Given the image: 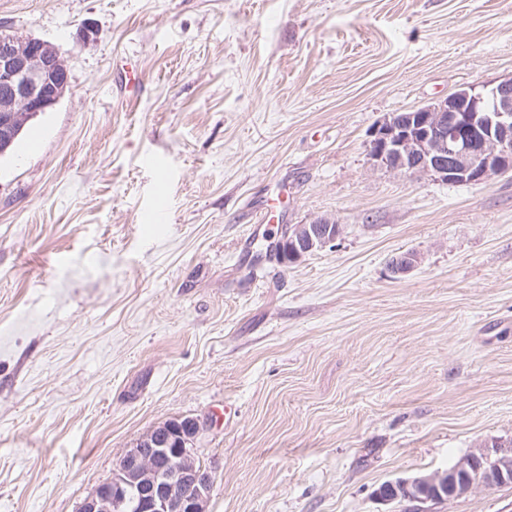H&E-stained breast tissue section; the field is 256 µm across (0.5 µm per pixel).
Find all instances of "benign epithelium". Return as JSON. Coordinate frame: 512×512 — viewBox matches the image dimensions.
<instances>
[{
  "label": "benign epithelium",
  "mask_w": 512,
  "mask_h": 512,
  "mask_svg": "<svg viewBox=\"0 0 512 512\" xmlns=\"http://www.w3.org/2000/svg\"><path fill=\"white\" fill-rule=\"evenodd\" d=\"M69 73L56 48L38 38L0 29V129L14 113L36 117L63 96ZM373 165L408 178L434 176L451 184H481L512 171V77L495 84L462 86L443 100L385 116L366 144ZM340 225L319 217L285 226L275 236L282 263H296L336 240ZM418 264L414 252L390 263L403 275ZM201 431L198 420L173 419L143 436L121 458L112 477L83 503L81 512H204L213 473L188 449ZM512 483V449L473 452L444 471L388 481L383 502L401 497L425 504Z\"/></svg>",
  "instance_id": "1"
}]
</instances>
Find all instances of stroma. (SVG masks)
I'll return each instance as SVG.
<instances>
[{
  "label": "stroma",
  "instance_id": "35a3bbf8",
  "mask_svg": "<svg viewBox=\"0 0 512 512\" xmlns=\"http://www.w3.org/2000/svg\"><path fill=\"white\" fill-rule=\"evenodd\" d=\"M0 28L69 71L0 157V512H80L183 417L206 512H405L383 483L512 441V175L366 152L512 77V0H0ZM323 216L335 242L252 267ZM428 512H512V485Z\"/></svg>",
  "mask_w": 512,
  "mask_h": 512
}]
</instances>
